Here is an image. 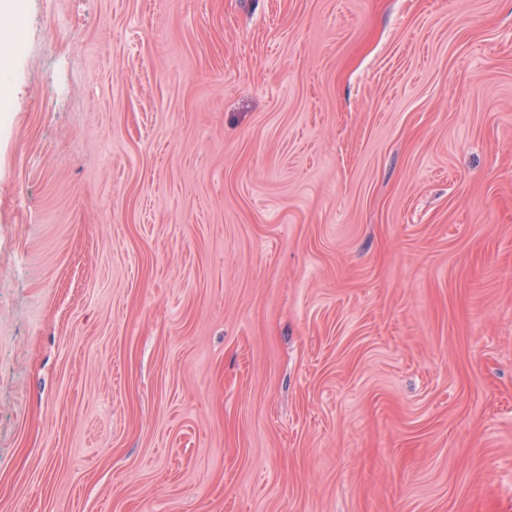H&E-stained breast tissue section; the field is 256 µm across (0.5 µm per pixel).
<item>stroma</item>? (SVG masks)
Returning <instances> with one entry per match:
<instances>
[{
	"label": "stroma",
	"instance_id": "stroma-1",
	"mask_svg": "<svg viewBox=\"0 0 512 512\" xmlns=\"http://www.w3.org/2000/svg\"><path fill=\"white\" fill-rule=\"evenodd\" d=\"M0 512H512V0H23Z\"/></svg>",
	"mask_w": 512,
	"mask_h": 512
}]
</instances>
